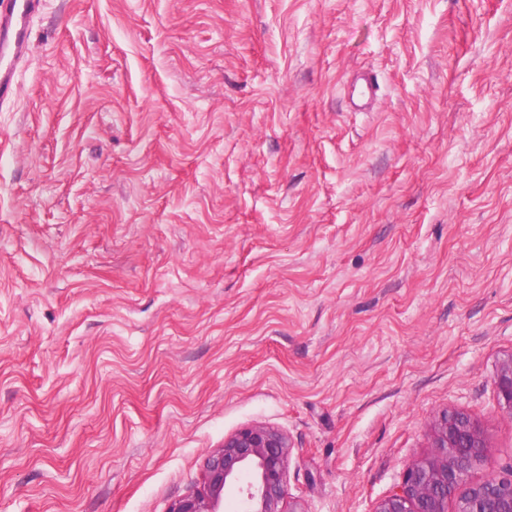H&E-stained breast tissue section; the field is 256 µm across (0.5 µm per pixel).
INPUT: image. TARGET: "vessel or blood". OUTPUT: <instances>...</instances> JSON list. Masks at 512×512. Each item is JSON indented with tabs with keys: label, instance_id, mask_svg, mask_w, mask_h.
I'll return each instance as SVG.
<instances>
[{
	"label": "vessel or blood",
	"instance_id": "obj_1",
	"mask_svg": "<svg viewBox=\"0 0 512 512\" xmlns=\"http://www.w3.org/2000/svg\"><path fill=\"white\" fill-rule=\"evenodd\" d=\"M43 0H0V105L9 103L17 93L16 71L30 51V21L42 8ZM379 89L376 76L358 77L351 103L368 105Z\"/></svg>",
	"mask_w": 512,
	"mask_h": 512
}]
</instances>
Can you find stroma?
Instances as JSON below:
<instances>
[{"mask_svg":"<svg viewBox=\"0 0 512 512\" xmlns=\"http://www.w3.org/2000/svg\"><path fill=\"white\" fill-rule=\"evenodd\" d=\"M44 2L0 106V512H168L255 423L308 512H372L446 410L474 479L512 465V0ZM379 83L376 76L364 74L358 77L351 94V104L355 108H364L377 94ZM494 385L503 408L512 414V353L500 361L494 376Z\"/></svg>","mask_w":512,"mask_h":512,"instance_id":"35a3bbf8","label":"stroma"}]
</instances>
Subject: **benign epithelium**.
<instances>
[{"mask_svg":"<svg viewBox=\"0 0 512 512\" xmlns=\"http://www.w3.org/2000/svg\"><path fill=\"white\" fill-rule=\"evenodd\" d=\"M494 385L512 414V353L500 361ZM430 432L432 455L409 465L373 512H448L450 501L454 512H512V468L470 480L489 459L487 435L470 414L446 410ZM290 455L282 429L244 426L208 455L202 488L174 502L168 512H224V491L236 485L241 486L240 512H307L285 505Z\"/></svg>","mask_w":512,"mask_h":512,"instance_id":"7a95c632","label":"benign epithelium"}]
</instances>
